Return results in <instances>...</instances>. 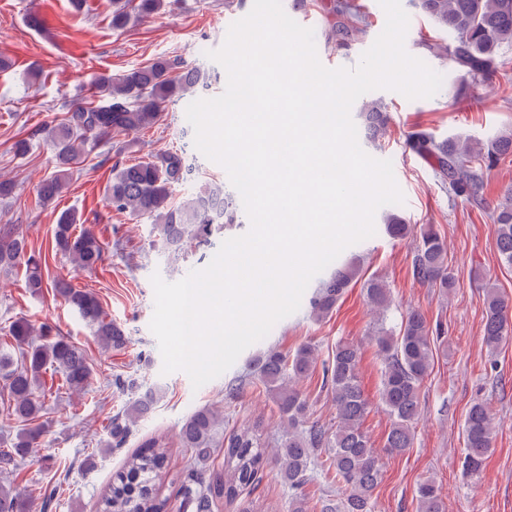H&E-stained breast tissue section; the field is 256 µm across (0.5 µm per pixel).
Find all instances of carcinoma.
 <instances>
[{
    "label": "carcinoma",
    "mask_w": 512,
    "mask_h": 512,
    "mask_svg": "<svg viewBox=\"0 0 512 512\" xmlns=\"http://www.w3.org/2000/svg\"><path fill=\"white\" fill-rule=\"evenodd\" d=\"M414 5L433 24L453 34L450 47L441 48L450 63L472 81L481 82L496 65L500 49L512 45V0H414ZM329 42L341 48L350 32L365 24L362 0H336L331 11ZM102 100L71 105L65 117L43 128L56 150L57 168L38 187V196L49 203L66 188L70 174L84 158V146L91 139L114 133L150 128L161 121L167 107L188 90L207 86L200 66L178 57H159L153 62L129 69L116 76L97 80ZM367 137L374 140L389 123L387 106L380 99L363 103L359 111ZM409 147L425 158L437 180L450 193L470 203L483 204L485 171L512 157V132L496 137L489 145L459 138L436 139L425 132L408 138ZM192 168L183 150L157 154L147 160L114 166L107 186L106 200L118 212L136 221L149 220L154 226L153 245L169 259L176 260L188 234L198 242H208L214 231L237 222L232 196L222 185L207 184L184 199L171 203L175 187L185 184ZM490 219L496 229V245L501 260L512 267V193L491 208ZM386 232L393 238L413 235L411 259L413 279L443 294L454 288L448 272V250L432 224L413 231L397 212L382 215ZM56 252L70 258L79 269H93L102 260L104 245L90 225H77L74 211L60 214L54 229ZM24 268L26 287L36 294L50 287L76 310L106 349H121L127 336L121 325L105 318L97 297L84 289L73 288L63 280L45 279L47 259L29 248L27 236L17 224H0V272L11 274ZM352 264L338 265L323 279L308 303L318 319L333 311L338 300L356 278ZM368 306L378 314L371 341L382 359L380 404L390 418L385 447L401 454L413 447L421 417V388L429 377L437 351L447 345L442 324H430L425 315L411 310L396 326L386 324L391 308V293L386 282L371 277L363 285ZM512 306L496 288L487 292L483 340L494 353L512 340ZM9 333L19 352L0 350V378L13 399V414L27 427L17 432L11 448L0 449V470L8 473L41 436L37 424L42 403L36 395L46 367L62 374L67 389L82 392L90 383L92 370L81 349L71 340L53 335L48 325L36 329L25 318H18ZM319 362L318 346L308 342L288 355L270 348L249 363L247 378L258 379L277 406L285 422L277 452L279 475L292 494L288 512H307L303 488L314 479L317 467L327 468L344 483L343 512H374L373 492L380 478L378 459L362 430L369 403L359 378V348L340 340L332 355L322 362L323 388L336 409V424L328 426L313 417L306 396L295 387ZM156 403V393L138 395L129 408L111 418L107 449L125 445L134 424ZM222 416L210 407L196 410L179 430L180 444L205 457L215 448L224 449V469L213 472L189 470L177 476L183 490L182 508L192 512H213L222 500L232 501L248 486L262 478L267 445L259 427L243 428L215 439ZM496 416L491 404L476 400L468 407L462 426L463 468L467 475L480 474L493 450ZM326 458H321V454ZM167 451L157 439L144 442L112 480L98 500L96 512H160L158 490L166 474ZM419 512H446L441 488L433 478L417 487ZM0 512H33V501L12 486L0 484Z\"/></svg>",
    "instance_id": "1"
}]
</instances>
